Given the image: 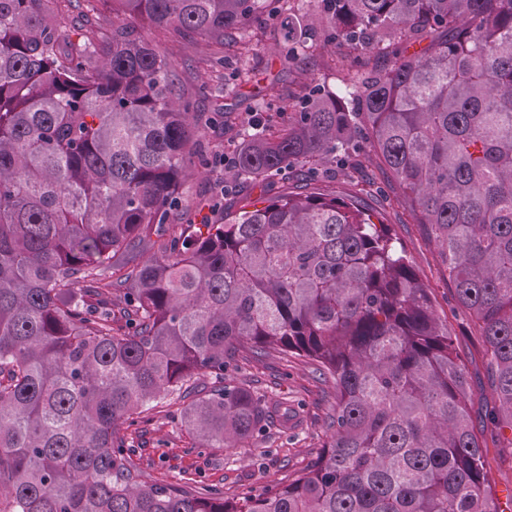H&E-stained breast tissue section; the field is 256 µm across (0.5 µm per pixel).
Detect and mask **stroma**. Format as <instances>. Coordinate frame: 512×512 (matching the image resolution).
Returning a JSON list of instances; mask_svg holds the SVG:
<instances>
[{"mask_svg":"<svg viewBox=\"0 0 512 512\" xmlns=\"http://www.w3.org/2000/svg\"><path fill=\"white\" fill-rule=\"evenodd\" d=\"M315 10L308 0H267L264 11L240 30V44L175 48L176 82L193 97L195 111L205 117L218 112L223 115L222 120L201 131L196 142L200 156L208 160L215 153L238 148L251 131L248 120L252 113H261L264 132L274 133L287 125L294 99L317 86L333 89L348 78L360 80L367 75L362 54L337 62L330 33L315 20ZM291 13L301 18L306 29V48L293 58L288 55L280 25ZM219 57L225 60L220 70L212 66ZM204 80L209 86L200 97L196 86ZM223 178V170L208 166L184 181L172 223L198 225L205 219L219 220V213L209 209L219 196L224 199L225 210L234 212L264 195L316 190L357 196L388 224L455 340L473 393L471 419L485 444V466L497 489L512 488V454L504 451L499 432L484 421L486 410L496 404V396L479 335L467 326L455 304L448 270L437 246L426 227L416 222L402 186L368 140L359 139L342 161L319 166L313 179L294 168L253 187L227 184ZM227 377L251 387L270 404L287 403L293 419L286 424L271 419L262 433L237 448H200L181 421L180 399L169 397L127 431L134 448L130 461L145 480L178 481L195 487L216 485L223 488L226 499L235 500L286 485L320 455L329 441L325 421L336 403V394L332 381L317 363L276 351L261 357L243 352Z\"/></svg>","mask_w":512,"mask_h":512,"instance_id":"1","label":"stroma"}]
</instances>
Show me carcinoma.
I'll return each mask as SVG.
<instances>
[{
    "label": "carcinoma",
    "mask_w": 512,
    "mask_h": 512,
    "mask_svg": "<svg viewBox=\"0 0 512 512\" xmlns=\"http://www.w3.org/2000/svg\"><path fill=\"white\" fill-rule=\"evenodd\" d=\"M71 2L0 0V512H502L453 336L388 225L320 192L169 223L202 118L121 16L222 43L265 0H112V25L65 48ZM315 2L340 62L428 44L314 89L233 176L313 173L366 137L479 326L488 421L512 431V0ZM246 347L334 380L316 463L239 501L141 481L119 427L198 375L219 382L181 410L201 447L263 432V399L224 381Z\"/></svg>",
    "instance_id": "obj_1"
}]
</instances>
